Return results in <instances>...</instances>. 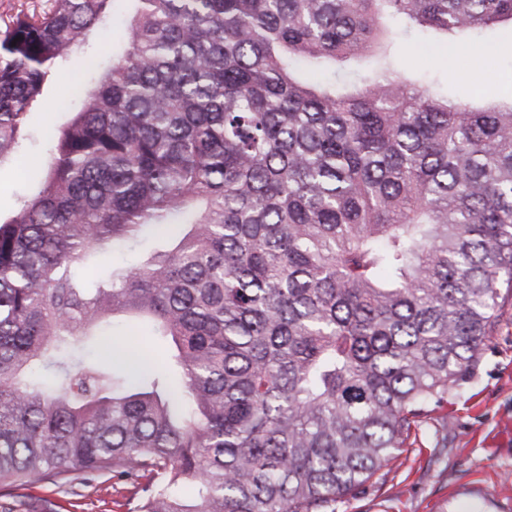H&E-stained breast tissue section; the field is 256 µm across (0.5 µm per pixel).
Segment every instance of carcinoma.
I'll use <instances>...</instances> for the list:
<instances>
[{"mask_svg": "<svg viewBox=\"0 0 512 512\" xmlns=\"http://www.w3.org/2000/svg\"><path fill=\"white\" fill-rule=\"evenodd\" d=\"M116 2L0 26V162ZM124 2L0 216V485L106 471L136 512H335L512 292V95L402 74L388 22L463 47L512 0ZM116 319L171 342L179 384L99 353ZM21 153L28 173L37 177L45 167V147L38 140H29L24 143Z\"/></svg>", "mask_w": 512, "mask_h": 512, "instance_id": "cac0c4a2", "label": "carcinoma"}]
</instances>
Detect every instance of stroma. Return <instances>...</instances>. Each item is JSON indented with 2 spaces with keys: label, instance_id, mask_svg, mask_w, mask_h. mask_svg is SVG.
I'll use <instances>...</instances> for the list:
<instances>
[{
  "label": "stroma",
  "instance_id": "1",
  "mask_svg": "<svg viewBox=\"0 0 512 512\" xmlns=\"http://www.w3.org/2000/svg\"><path fill=\"white\" fill-rule=\"evenodd\" d=\"M124 28L114 23L95 33L79 65L60 68L47 91L58 112H32L30 130L64 123L73 106V86L90 65L99 64ZM494 46L492 57L480 47ZM396 66L427 73L458 96L512 93V31L473 37L451 52L418 37L397 42ZM512 296L500 299L497 319L479 361L466 379L448 390V401L433 408L413 430L401 458L338 502L336 512H512ZM48 499L55 512H132L126 492L111 475L87 474L63 487L39 482L15 496L0 490V507L26 512Z\"/></svg>",
  "mask_w": 512,
  "mask_h": 512
}]
</instances>
